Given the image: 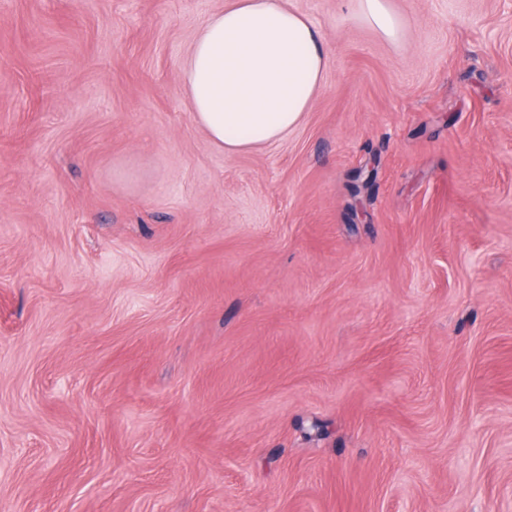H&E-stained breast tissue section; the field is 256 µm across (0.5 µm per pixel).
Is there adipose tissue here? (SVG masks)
Segmentation results:
<instances>
[{
    "label": "adipose tissue",
    "instance_id": "obj_1",
    "mask_svg": "<svg viewBox=\"0 0 512 512\" xmlns=\"http://www.w3.org/2000/svg\"><path fill=\"white\" fill-rule=\"evenodd\" d=\"M358 18L393 41L389 0H354ZM330 55L319 31L278 0H224L198 28L183 87L209 141L237 153L284 139L319 92Z\"/></svg>",
    "mask_w": 512,
    "mask_h": 512
}]
</instances>
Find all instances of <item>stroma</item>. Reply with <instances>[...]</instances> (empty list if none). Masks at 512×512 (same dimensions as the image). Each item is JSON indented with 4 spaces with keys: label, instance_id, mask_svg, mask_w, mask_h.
Returning a JSON list of instances; mask_svg holds the SVG:
<instances>
[{
    "label": "stroma",
    "instance_id": "obj_1",
    "mask_svg": "<svg viewBox=\"0 0 512 512\" xmlns=\"http://www.w3.org/2000/svg\"><path fill=\"white\" fill-rule=\"evenodd\" d=\"M283 3L322 87L227 154L224 0H0V512H512V0ZM358 18L371 26L381 37L395 41L400 32V21L389 5V0H354Z\"/></svg>",
    "mask_w": 512,
    "mask_h": 512
}]
</instances>
